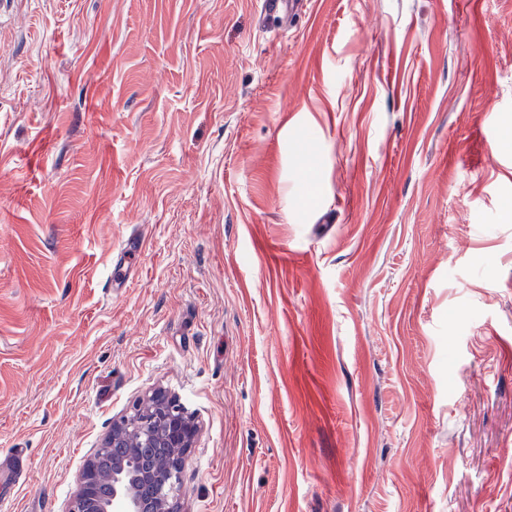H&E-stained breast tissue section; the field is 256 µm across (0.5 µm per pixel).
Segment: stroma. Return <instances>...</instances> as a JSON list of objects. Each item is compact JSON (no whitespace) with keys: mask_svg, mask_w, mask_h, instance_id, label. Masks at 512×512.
<instances>
[{"mask_svg":"<svg viewBox=\"0 0 512 512\" xmlns=\"http://www.w3.org/2000/svg\"><path fill=\"white\" fill-rule=\"evenodd\" d=\"M156 388L181 512H512V0H10L0 512ZM303 6L302 0H262L261 11L265 17L282 18L287 13L294 14Z\"/></svg>","mask_w":512,"mask_h":512,"instance_id":"stroma-1","label":"stroma"}]
</instances>
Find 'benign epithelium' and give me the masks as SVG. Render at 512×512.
<instances>
[{
	"mask_svg": "<svg viewBox=\"0 0 512 512\" xmlns=\"http://www.w3.org/2000/svg\"><path fill=\"white\" fill-rule=\"evenodd\" d=\"M197 424L168 392L157 389L112 430L79 475L68 512H177L188 448ZM109 462V488L98 467Z\"/></svg>",
	"mask_w": 512,
	"mask_h": 512,
	"instance_id": "benign-epithelium-1",
	"label": "benign epithelium"
}]
</instances>
